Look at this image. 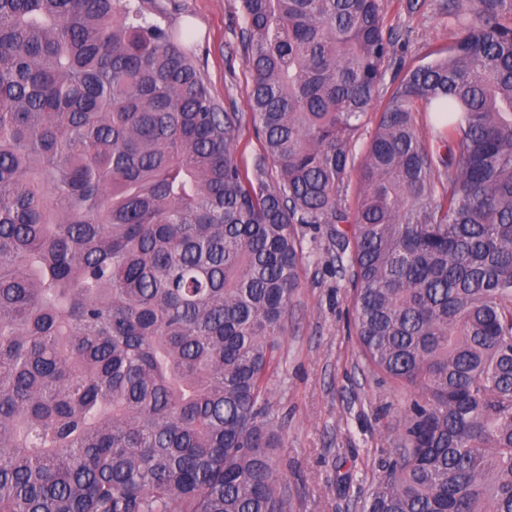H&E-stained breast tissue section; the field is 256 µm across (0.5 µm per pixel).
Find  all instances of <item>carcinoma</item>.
Returning <instances> with one entry per match:
<instances>
[{"instance_id": "1", "label": "carcinoma", "mask_w": 512, "mask_h": 512, "mask_svg": "<svg viewBox=\"0 0 512 512\" xmlns=\"http://www.w3.org/2000/svg\"><path fill=\"white\" fill-rule=\"evenodd\" d=\"M241 2L274 182L148 0H0V512H288L298 224L332 225L363 357L406 391L364 512H512V0H448L467 25L358 167L382 0Z\"/></svg>"}]
</instances>
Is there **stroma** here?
I'll list each match as a JSON object with an SVG mask.
<instances>
[{
	"label": "stroma",
	"instance_id": "35a3bbf8",
	"mask_svg": "<svg viewBox=\"0 0 512 512\" xmlns=\"http://www.w3.org/2000/svg\"><path fill=\"white\" fill-rule=\"evenodd\" d=\"M163 24L193 32L190 51L209 89L224 109L242 116L237 158L243 170L273 162L253 131L248 109L252 74L245 63L241 0H159ZM385 24L399 38L379 92L356 134L364 157L394 87L399 68L447 50L465 16L449 15L446 0H383ZM299 285L288 309L280 365L271 380L269 414L278 428L280 482L291 512H363L368 493L384 477L379 463L398 432L401 396L367 368L352 328V270L338 261L326 230L298 229Z\"/></svg>",
	"mask_w": 512,
	"mask_h": 512
}]
</instances>
